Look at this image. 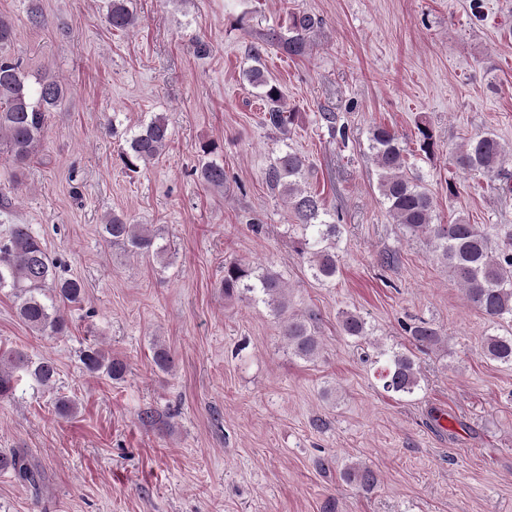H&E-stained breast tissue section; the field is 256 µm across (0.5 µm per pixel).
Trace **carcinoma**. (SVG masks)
<instances>
[{
  "instance_id": "cac0c4a2",
  "label": "carcinoma",
  "mask_w": 512,
  "mask_h": 512,
  "mask_svg": "<svg viewBox=\"0 0 512 512\" xmlns=\"http://www.w3.org/2000/svg\"><path fill=\"white\" fill-rule=\"evenodd\" d=\"M107 25L126 31L136 24V15L127 0H110L105 15ZM309 13L287 14L283 29L270 28L256 36L248 57L254 62L245 72L250 85L261 90L267 103L265 123L282 134L290 133L295 113L285 110L280 88L272 83L261 65L267 49L274 48L287 57H304L309 51L308 34L317 26ZM13 37L12 22L0 17V148L15 163H25L41 146L47 114L57 107L64 90L55 80L41 78L30 83L19 62L4 53ZM419 150L427 155L435 152L434 134L429 124L417 123ZM165 118L155 115L137 130L125 133L126 147L121 161L131 173L160 156L169 142ZM369 149L377 170V190L381 203L395 223L402 225L410 239H423L432 255L448 269V275L463 290L467 299L495 326L512 324V230L492 233L493 224H472L459 217L452 224L436 223L433 198L421 178L407 164V149L396 132L377 125L369 133ZM198 176L214 188H224V165L210 157L214 146L205 145ZM512 160L499 136L493 132L477 133L452 153L451 163L469 174H480L491 181L503 178L505 165ZM305 158L286 147L265 172L271 188L283 196L291 209L295 250L307 260L311 276L330 284L338 271L337 245L342 225L320 195L302 187L306 178ZM106 242L137 254L159 255L156 235L145 224H133L126 217L112 214L102 225ZM227 297L248 303L262 302L280 320V333L288 350L303 360L316 357L320 349L316 336L317 316L288 313L286 286L280 275L270 267L233 263L224 267L220 283ZM9 289L16 300L18 318L42 336H62L67 329L66 308L80 304L85 298L83 283L76 278H62L46 253L41 239L27 224H12L0 236V291ZM343 335L362 340L371 335L368 321L361 314L344 310L340 316ZM413 343L430 348L441 341L440 331L432 324L419 321L404 325ZM482 356L503 366H512V330L493 331L484 337ZM82 363L92 377L124 379L126 362L99 347L86 349ZM378 381L384 392L397 397H411L421 390L420 365L414 355L402 349L383 348L377 352ZM22 374L32 388L51 390L58 375L57 366L48 359L34 360L22 350H15L0 359V397H9L14 381ZM12 474L26 486L36 487L40 475L26 457L17 451H0V473ZM346 480L370 489L377 484V475L369 467L352 465L344 472Z\"/></svg>"
}]
</instances>
